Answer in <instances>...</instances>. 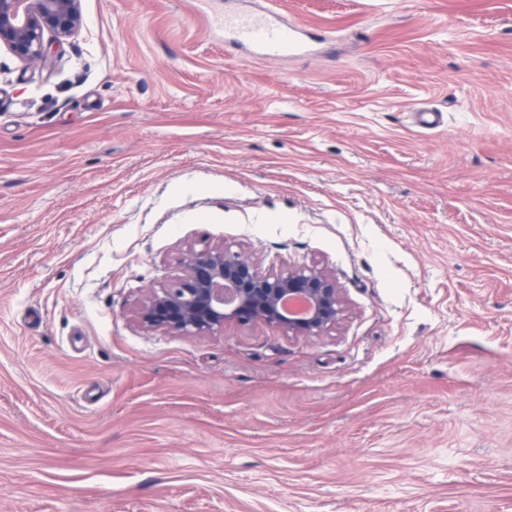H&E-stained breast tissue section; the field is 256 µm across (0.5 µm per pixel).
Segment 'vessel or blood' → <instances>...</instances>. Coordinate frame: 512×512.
I'll use <instances>...</instances> for the list:
<instances>
[{
    "mask_svg": "<svg viewBox=\"0 0 512 512\" xmlns=\"http://www.w3.org/2000/svg\"><path fill=\"white\" fill-rule=\"evenodd\" d=\"M224 29L235 42L247 44L269 59L307 53L298 26L282 21L276 12L224 16Z\"/></svg>",
    "mask_w": 512,
    "mask_h": 512,
    "instance_id": "vessel-or-blood-1",
    "label": "vessel or blood"
}]
</instances>
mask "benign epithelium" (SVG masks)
<instances>
[{
	"label": "benign epithelium",
	"mask_w": 512,
	"mask_h": 512,
	"mask_svg": "<svg viewBox=\"0 0 512 512\" xmlns=\"http://www.w3.org/2000/svg\"><path fill=\"white\" fill-rule=\"evenodd\" d=\"M83 23L81 0H0V47L26 65L48 66ZM176 279L133 306L139 326L170 336H222L267 327L289 338L322 336L346 312L341 289L317 264L262 268L244 250L203 242L184 248Z\"/></svg>",
	"instance_id": "7a95c632"
}]
</instances>
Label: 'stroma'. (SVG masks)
Here are the masks:
<instances>
[{
    "mask_svg": "<svg viewBox=\"0 0 512 512\" xmlns=\"http://www.w3.org/2000/svg\"><path fill=\"white\" fill-rule=\"evenodd\" d=\"M236 5L320 54L222 0L0 50V512H512V0ZM202 240L319 263L343 320L140 328ZM224 30L235 42L252 46L264 58L310 52L301 39L300 28L282 21L273 11L267 14L224 13Z\"/></svg>",
    "mask_w": 512,
    "mask_h": 512,
    "instance_id": "obj_1",
    "label": "stroma"
}]
</instances>
